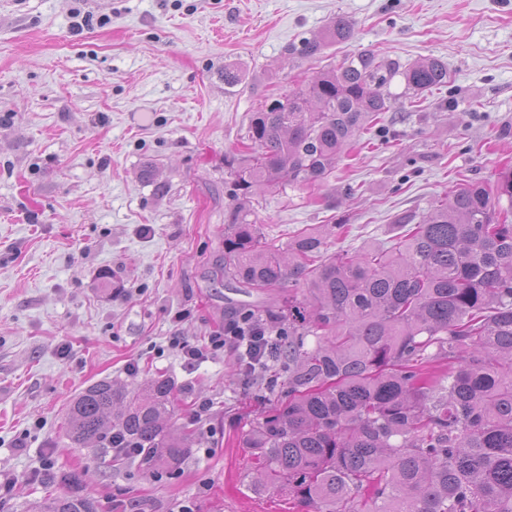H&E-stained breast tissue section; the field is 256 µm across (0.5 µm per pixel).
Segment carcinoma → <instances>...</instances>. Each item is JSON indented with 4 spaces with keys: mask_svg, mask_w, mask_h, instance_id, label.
Here are the masks:
<instances>
[{
    "mask_svg": "<svg viewBox=\"0 0 512 512\" xmlns=\"http://www.w3.org/2000/svg\"><path fill=\"white\" fill-rule=\"evenodd\" d=\"M353 36L338 17L287 52L316 59ZM446 84L437 58L350 52L253 113L249 144L224 159L233 207L213 277L277 305L253 317L281 330L286 373L244 440L252 488L304 512H512V168L489 188L456 186L402 237L358 253L327 254L314 225L283 252L250 219L255 188L325 182L397 100ZM443 361L447 372L430 370ZM176 392L165 375L134 391L100 381L74 401L72 438L150 475L176 469L194 443L169 424ZM30 512L96 505L74 493Z\"/></svg>",
    "mask_w": 512,
    "mask_h": 512,
    "instance_id": "1",
    "label": "carcinoma"
}]
</instances>
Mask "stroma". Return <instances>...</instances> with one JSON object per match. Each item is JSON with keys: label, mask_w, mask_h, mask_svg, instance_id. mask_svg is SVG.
Here are the masks:
<instances>
[{"label": "stroma", "mask_w": 512, "mask_h": 512, "mask_svg": "<svg viewBox=\"0 0 512 512\" xmlns=\"http://www.w3.org/2000/svg\"><path fill=\"white\" fill-rule=\"evenodd\" d=\"M76 11L90 19L79 32ZM339 16L350 43L287 54ZM364 50L440 58L448 84L386 113L327 182L257 190L259 228L282 248L306 225L341 224L329 253L365 250L512 166V0H0V512L76 490L98 512H288L250 484L264 376L225 349L188 364L171 339L207 347L260 300L212 279L224 156L252 113ZM228 65L245 73L230 90ZM157 374L180 391L176 430L197 432L179 468L150 476L72 442L80 391Z\"/></svg>", "instance_id": "35a3bbf8"}]
</instances>
